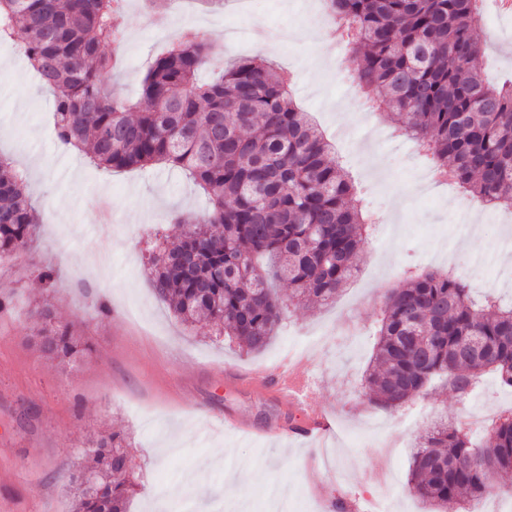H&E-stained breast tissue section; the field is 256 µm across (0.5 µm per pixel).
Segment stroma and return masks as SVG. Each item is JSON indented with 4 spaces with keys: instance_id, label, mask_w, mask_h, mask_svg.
<instances>
[{
    "instance_id": "obj_1",
    "label": "stroma",
    "mask_w": 512,
    "mask_h": 512,
    "mask_svg": "<svg viewBox=\"0 0 512 512\" xmlns=\"http://www.w3.org/2000/svg\"><path fill=\"white\" fill-rule=\"evenodd\" d=\"M310 0H224L211 9L199 0H125L127 44L117 72L103 79L126 97L137 96L154 56L187 27L205 26L224 41L212 48L201 72L212 77L241 56L276 60L291 70V92L336 146L360 205H383L358 261L356 278L322 307L293 310L261 352L245 354L212 327L184 325L157 298L146 273L157 236L178 235L207 207L201 190L176 168L112 171L90 165L59 146L52 133L54 93L42 85L23 53L24 35L0 43V155L27 172V188L42 218L31 248L0 264V512H70L66 476L76 467V446L104 428L125 431L138 486L130 512H176L184 494L199 512H332L330 500L361 504L376 489L379 472L392 476L390 512H459L457 504L432 510L407 485L420 436L435 415L481 435L496 414L512 409V388L494 377L479 399L449 387L414 398L410 407L384 410L359 395L371 357L373 326L384 288L400 284L408 267L426 268L436 239L454 250L456 274L500 280L512 298V256L502 242L512 223L497 212L471 214L464 193L443 187L431 200L414 190L413 175L426 159L411 143L369 117V104L344 75L354 63L325 45V28ZM491 27L476 37L487 55L485 76L512 77V21L487 7ZM288 32L264 47L258 33ZM57 272L46 287L38 270ZM52 299L58 316L88 337L94 352L72 373H62L30 343V305ZM112 306L101 317L99 300ZM305 362L310 410L331 430L317 439L284 443L270 438L278 423L301 425L306 415L286 400L247 383L253 369ZM248 431L236 429V421Z\"/></svg>"
}]
</instances>
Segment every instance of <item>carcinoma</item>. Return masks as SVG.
<instances>
[{
    "label": "carcinoma",
    "mask_w": 512,
    "mask_h": 512,
    "mask_svg": "<svg viewBox=\"0 0 512 512\" xmlns=\"http://www.w3.org/2000/svg\"><path fill=\"white\" fill-rule=\"evenodd\" d=\"M114 0H0V40L19 31L24 53L56 90L54 135L108 169H180L211 209L155 246L151 283L186 325L205 323L248 352L263 349L292 308L329 304L357 271L369 214L333 145L294 100L292 75L241 57L202 83L206 42L188 31L156 57L138 98L102 80L117 64L104 48L122 31ZM345 25L354 82L371 107L413 139L430 166L464 193L512 210V82L483 78L474 32L482 0H328ZM39 221L25 177L0 158V257L24 252ZM288 282V298L274 286ZM39 353L65 372L93 351L45 299L28 311ZM362 396L396 409L433 382L467 397L486 375L512 387V305L472 295L469 280L414 271L388 289L376 321ZM415 336L429 338L425 349ZM476 443L436 420L416 443L408 486L436 505L493 493L489 474L512 472V412ZM129 444L112 431L77 448L86 465L67 484L71 512H127Z\"/></svg>",
    "instance_id": "obj_1"
}]
</instances>
